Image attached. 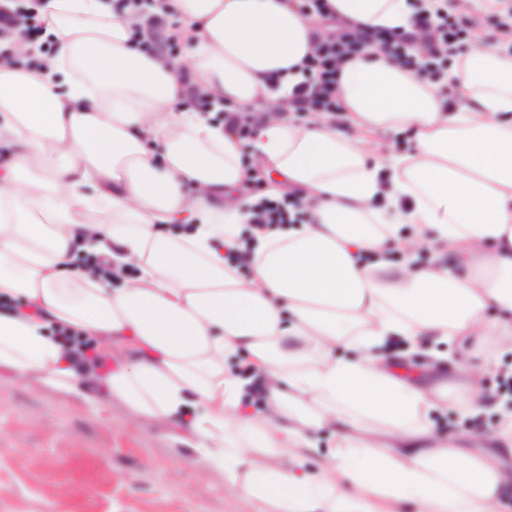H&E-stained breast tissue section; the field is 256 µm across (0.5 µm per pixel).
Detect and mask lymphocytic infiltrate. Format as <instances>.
<instances>
[{
	"mask_svg": "<svg viewBox=\"0 0 512 512\" xmlns=\"http://www.w3.org/2000/svg\"><path fill=\"white\" fill-rule=\"evenodd\" d=\"M476 34L474 21L465 12L441 8L420 9L414 30L397 35L382 29H357L346 24L332 26L303 67L305 78L293 89L290 103L298 112L336 113L337 79L346 58L378 47L403 67L431 80H438L465 54ZM305 213L297 194L282 199H260L253 208L257 224H300Z\"/></svg>",
	"mask_w": 512,
	"mask_h": 512,
	"instance_id": "lymphocytic-infiltrate-1",
	"label": "lymphocytic infiltrate"
}]
</instances>
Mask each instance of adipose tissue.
<instances>
[{"label": "adipose tissue", "mask_w": 512, "mask_h": 512, "mask_svg": "<svg viewBox=\"0 0 512 512\" xmlns=\"http://www.w3.org/2000/svg\"><path fill=\"white\" fill-rule=\"evenodd\" d=\"M327 2L412 29L413 0ZM167 4L184 54L141 49L142 0H40L36 66L0 61V299L24 301L0 310V373L166 419L259 512H505L512 411L481 380L512 351V36L439 82L366 50L339 116L300 124L317 16ZM223 107L251 116L250 142ZM388 132L413 152L366 148ZM252 164L267 196L301 189L304 223L253 224L231 197ZM56 325L96 338L109 370L88 375ZM400 342L427 349L426 378ZM450 407L499 427L446 435L432 417Z\"/></svg>", "instance_id": "obj_1"}]
</instances>
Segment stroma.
<instances>
[{
	"mask_svg": "<svg viewBox=\"0 0 512 512\" xmlns=\"http://www.w3.org/2000/svg\"><path fill=\"white\" fill-rule=\"evenodd\" d=\"M0 512H254L161 418L0 375Z\"/></svg>",
	"mask_w": 512,
	"mask_h": 512,
	"instance_id": "obj_1",
	"label": "stroma"
}]
</instances>
